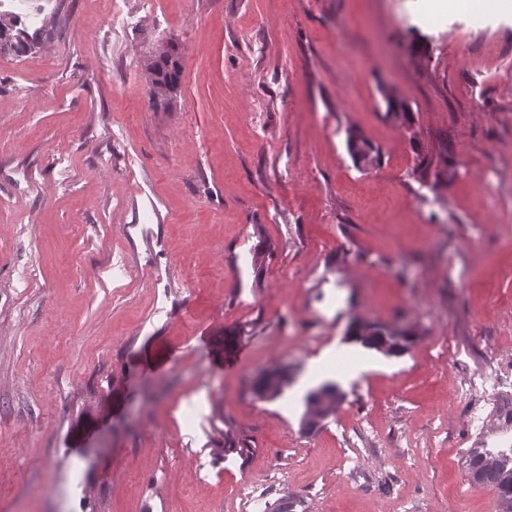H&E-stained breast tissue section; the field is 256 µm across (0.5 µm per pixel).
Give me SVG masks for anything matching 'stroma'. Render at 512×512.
<instances>
[{"label": "stroma", "mask_w": 512, "mask_h": 512, "mask_svg": "<svg viewBox=\"0 0 512 512\" xmlns=\"http://www.w3.org/2000/svg\"><path fill=\"white\" fill-rule=\"evenodd\" d=\"M431 2L11 0L49 36L0 54V512H495L512 22ZM150 78L149 95L152 103L168 102L180 85L182 67L174 43L168 45L147 66ZM354 335L365 345L373 347H376V344L382 342V338L380 336H398L401 341H396L395 345L399 352L404 351L412 340V336L410 334L402 335L400 333L397 334L394 332H389L386 327L377 324H366L363 326H358L354 331ZM292 382V377L288 375V372L283 369H277L267 372L264 376L259 378L255 383L254 387L256 392L259 394L270 387L274 388L273 395L269 397V393L264 395L267 400H273L282 395L283 390L286 386H289ZM337 392L338 388L335 384L326 383L307 394L305 398L306 409L301 419L302 432H309L308 428L310 427V424L313 422L320 424L323 420L332 415L331 413L335 409L332 405L320 404L318 406H313L309 412L308 409L311 405L317 404L319 402H336ZM306 414L307 416L305 417ZM470 480L488 485L498 493L499 512H512V457L503 459L488 454H474L467 463Z\"/></svg>", "instance_id": "obj_1"}]
</instances>
